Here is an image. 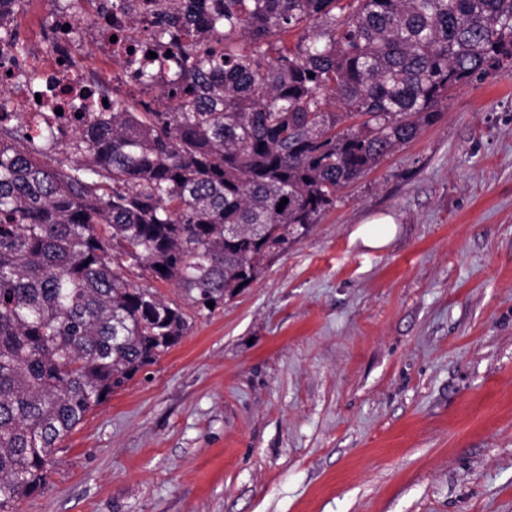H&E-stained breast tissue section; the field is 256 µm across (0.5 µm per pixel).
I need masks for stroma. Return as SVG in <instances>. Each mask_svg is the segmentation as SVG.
<instances>
[{
	"label": "stroma",
	"instance_id": "stroma-1",
	"mask_svg": "<svg viewBox=\"0 0 512 512\" xmlns=\"http://www.w3.org/2000/svg\"><path fill=\"white\" fill-rule=\"evenodd\" d=\"M378 213L395 238L352 242ZM16 512H512V67L194 316Z\"/></svg>",
	"mask_w": 512,
	"mask_h": 512
}]
</instances>
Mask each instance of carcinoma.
Listing matches in <instances>:
<instances>
[{"instance_id": "1", "label": "carcinoma", "mask_w": 512, "mask_h": 512, "mask_svg": "<svg viewBox=\"0 0 512 512\" xmlns=\"http://www.w3.org/2000/svg\"><path fill=\"white\" fill-rule=\"evenodd\" d=\"M145 9L144 29L109 35L142 83L168 66L170 106L100 112L89 95L65 140L0 123V512L190 331L180 304L124 270L180 288L197 314L224 304L434 122L449 88L512 65V0Z\"/></svg>"}]
</instances>
